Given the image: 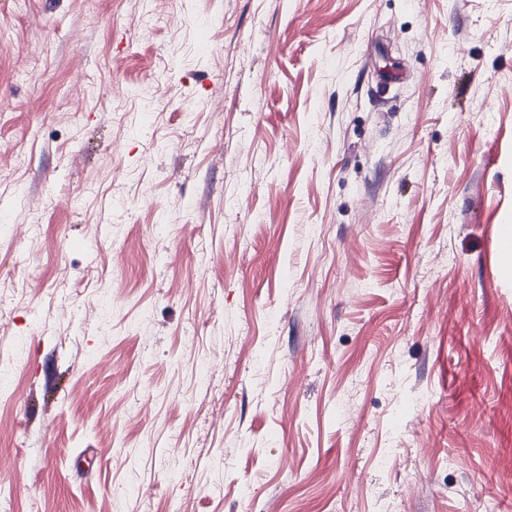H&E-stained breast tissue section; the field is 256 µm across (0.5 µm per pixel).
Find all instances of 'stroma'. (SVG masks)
<instances>
[{"mask_svg": "<svg viewBox=\"0 0 512 512\" xmlns=\"http://www.w3.org/2000/svg\"><path fill=\"white\" fill-rule=\"evenodd\" d=\"M508 224L512 0H0V512H512Z\"/></svg>", "mask_w": 512, "mask_h": 512, "instance_id": "35a3bbf8", "label": "stroma"}]
</instances>
